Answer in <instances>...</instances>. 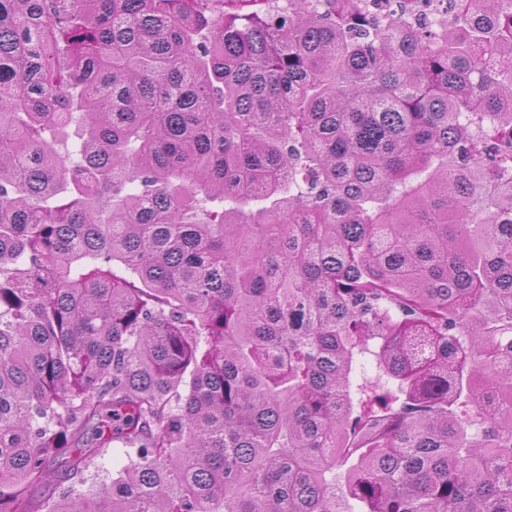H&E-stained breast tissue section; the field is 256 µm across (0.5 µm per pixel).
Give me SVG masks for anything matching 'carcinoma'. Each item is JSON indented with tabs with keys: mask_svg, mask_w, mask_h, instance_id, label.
<instances>
[{
	"mask_svg": "<svg viewBox=\"0 0 512 512\" xmlns=\"http://www.w3.org/2000/svg\"><path fill=\"white\" fill-rule=\"evenodd\" d=\"M280 2L0 0V512H512V0ZM458 7L450 9L446 0H410L405 4L404 18L411 25L423 27L437 36L447 24L452 25L459 14Z\"/></svg>",
	"mask_w": 512,
	"mask_h": 512,
	"instance_id": "1",
	"label": "carcinoma"
}]
</instances>
